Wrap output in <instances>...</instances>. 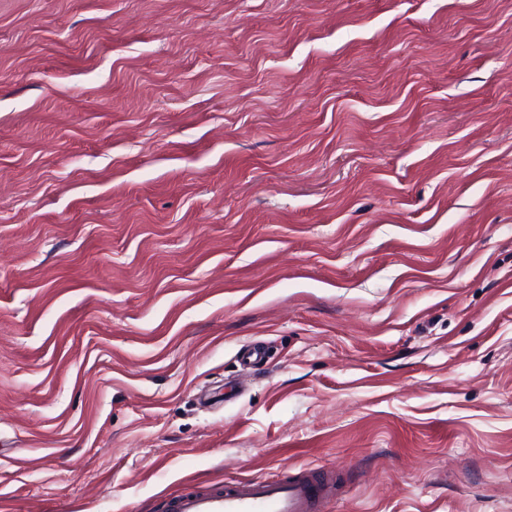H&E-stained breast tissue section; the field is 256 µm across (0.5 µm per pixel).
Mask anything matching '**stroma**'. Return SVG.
<instances>
[{
  "mask_svg": "<svg viewBox=\"0 0 512 512\" xmlns=\"http://www.w3.org/2000/svg\"><path fill=\"white\" fill-rule=\"evenodd\" d=\"M512 512V0H0V512ZM332 473L320 481L298 472L269 479H244L219 492L185 489L177 494L171 512H319L323 498L333 494Z\"/></svg>",
  "mask_w": 512,
  "mask_h": 512,
  "instance_id": "stroma-1",
  "label": "stroma"
}]
</instances>
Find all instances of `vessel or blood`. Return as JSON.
<instances>
[{"mask_svg": "<svg viewBox=\"0 0 512 512\" xmlns=\"http://www.w3.org/2000/svg\"><path fill=\"white\" fill-rule=\"evenodd\" d=\"M334 474L318 479L298 472L269 479H244L219 492L186 489L177 494L172 512H319L330 497Z\"/></svg>", "mask_w": 512, "mask_h": 512, "instance_id": "obj_1", "label": "vessel or blood"}]
</instances>
